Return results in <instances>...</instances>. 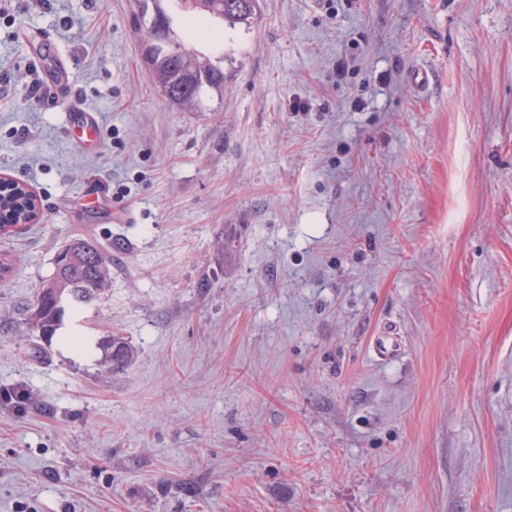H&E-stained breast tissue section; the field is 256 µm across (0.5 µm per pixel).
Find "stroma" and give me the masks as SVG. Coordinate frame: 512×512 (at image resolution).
Here are the masks:
<instances>
[{"mask_svg":"<svg viewBox=\"0 0 512 512\" xmlns=\"http://www.w3.org/2000/svg\"><path fill=\"white\" fill-rule=\"evenodd\" d=\"M138 12L0 16V174L40 204L0 241V512H512V0H258L192 113ZM44 30L97 147L25 98ZM76 237L112 251L79 356L8 322ZM111 351L106 355L107 370L109 372L123 370L133 358V350L130 345L119 336H112L107 341Z\"/></svg>","mask_w":512,"mask_h":512,"instance_id":"obj_1","label":"stroma"}]
</instances>
